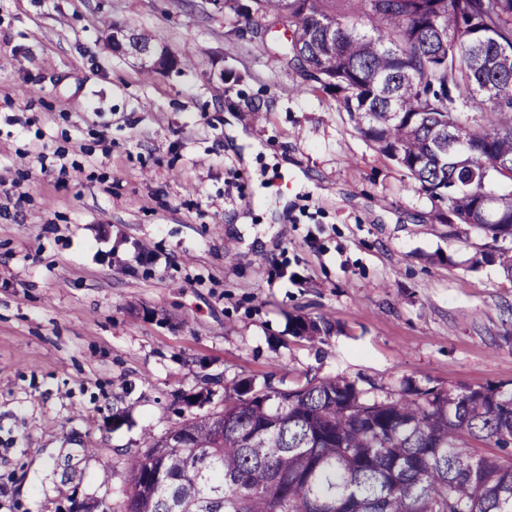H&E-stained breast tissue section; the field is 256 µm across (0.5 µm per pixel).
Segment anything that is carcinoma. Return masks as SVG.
Returning a JSON list of instances; mask_svg holds the SVG:
<instances>
[{
  "label": "carcinoma",
  "mask_w": 512,
  "mask_h": 512,
  "mask_svg": "<svg viewBox=\"0 0 512 512\" xmlns=\"http://www.w3.org/2000/svg\"><path fill=\"white\" fill-rule=\"evenodd\" d=\"M231 33L291 28L280 53L440 202L438 220L512 239V0H224ZM483 260L512 281V250ZM125 460L118 512H512V389L243 382Z\"/></svg>",
  "instance_id": "1"
}]
</instances>
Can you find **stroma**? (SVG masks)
<instances>
[{
    "mask_svg": "<svg viewBox=\"0 0 512 512\" xmlns=\"http://www.w3.org/2000/svg\"><path fill=\"white\" fill-rule=\"evenodd\" d=\"M116 23L190 64L113 53ZM235 23L209 0H0V512H58L68 456L81 499L118 504L127 452L244 381L512 388L492 240L299 87L282 30Z\"/></svg>",
    "mask_w": 512,
    "mask_h": 512,
    "instance_id": "obj_1",
    "label": "stroma"
}]
</instances>
